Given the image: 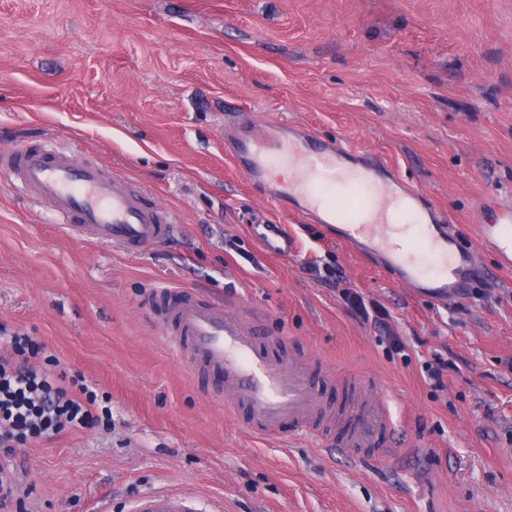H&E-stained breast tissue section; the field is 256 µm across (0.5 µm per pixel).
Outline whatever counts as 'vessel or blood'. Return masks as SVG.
<instances>
[{
    "mask_svg": "<svg viewBox=\"0 0 512 512\" xmlns=\"http://www.w3.org/2000/svg\"><path fill=\"white\" fill-rule=\"evenodd\" d=\"M298 146L311 148L331 168L360 155L357 148L316 140L309 131L284 123L254 121L224 137L225 154L253 184L261 180L267 166L295 159ZM0 173L48 205L74 234L141 249L168 239L174 231L169 212L134 190L127 178L109 173L97 160L77 159L74 153L51 144L0 151ZM356 176L366 186L386 182L389 193L407 201L423 224L419 250L443 259L444 271L429 278L416 265L399 262L375 235L366 233L362 222L365 205L333 208L323 218L307 205L301 209L305 220L322 218L338 225L340 242L370 254L382 269L393 270L400 283L416 294L437 301L459 298L478 262L475 252L454 249V230L447 211L381 159L359 165ZM255 225L267 251L283 255L294 252L286 225L268 224L260 218ZM480 236L483 245L498 255L502 269L511 271L512 225H482ZM151 299L173 357L192 370L202 369L217 377L226 404L246 412V428L257 435L272 436L287 422L305 436L316 437L314 422L322 404L309 387L302 365L272 358L259 343L254 317L230 313L222 301L205 300L190 290L158 287ZM391 428L384 403L374 402L371 412L358 421L347 445L375 447L379 435ZM131 510L223 512L224 504H207L188 492H148L133 500Z\"/></svg>",
    "mask_w": 512,
    "mask_h": 512,
    "instance_id": "vessel-or-blood-1",
    "label": "vessel or blood"
}]
</instances>
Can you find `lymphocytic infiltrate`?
I'll return each instance as SVG.
<instances>
[{
  "mask_svg": "<svg viewBox=\"0 0 512 512\" xmlns=\"http://www.w3.org/2000/svg\"><path fill=\"white\" fill-rule=\"evenodd\" d=\"M112 421V400L61 370L40 337L0 323V512H29L33 487L18 481L15 451Z\"/></svg>",
  "mask_w": 512,
  "mask_h": 512,
  "instance_id": "f902f5d3",
  "label": "lymphocytic infiltrate"
}]
</instances>
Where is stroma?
Returning <instances> with one entry per match:
<instances>
[{
  "label": "stroma",
  "mask_w": 512,
  "mask_h": 512,
  "mask_svg": "<svg viewBox=\"0 0 512 512\" xmlns=\"http://www.w3.org/2000/svg\"><path fill=\"white\" fill-rule=\"evenodd\" d=\"M254 119L428 192L477 252L470 295H416L291 197L267 203L224 152L225 123ZM44 143L138 183L176 226L140 250L76 237L0 175V322L112 396L111 430L18 450L40 512H129L151 491L224 512H512V272L478 238L482 202H512V0H0V149ZM257 215L297 251L267 253ZM158 286L255 313L331 410L318 439L249 433L170 355ZM374 388L384 452L345 450Z\"/></svg>",
  "instance_id": "35a3bbf8"
}]
</instances>
